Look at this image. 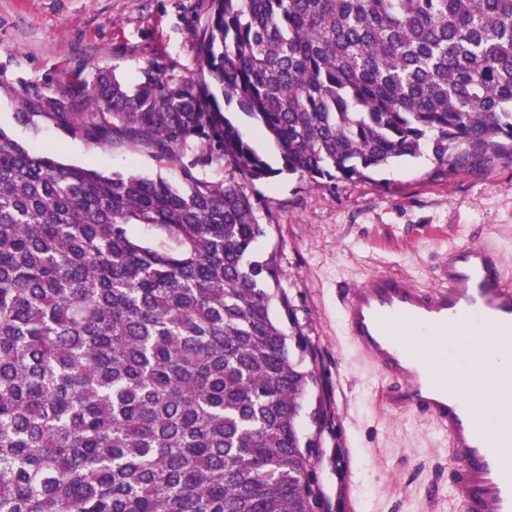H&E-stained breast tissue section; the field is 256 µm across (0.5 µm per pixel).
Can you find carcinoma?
<instances>
[{
	"label": "carcinoma",
	"instance_id": "1",
	"mask_svg": "<svg viewBox=\"0 0 512 512\" xmlns=\"http://www.w3.org/2000/svg\"><path fill=\"white\" fill-rule=\"evenodd\" d=\"M197 41L196 76L100 74L97 111L66 89L18 115L180 183L0 130V512H321L319 420L306 449L299 427L316 376L270 314L256 183H356L426 147L439 172L512 160V0H209ZM226 112H229L226 115L238 125L243 136L265 157L268 163L275 169L281 168L282 161L278 149L261 133L256 135L259 130L255 124L234 108L226 109Z\"/></svg>",
	"mask_w": 512,
	"mask_h": 512
}]
</instances>
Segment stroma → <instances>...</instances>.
Segmentation results:
<instances>
[{
    "label": "stroma",
    "mask_w": 512,
    "mask_h": 512,
    "mask_svg": "<svg viewBox=\"0 0 512 512\" xmlns=\"http://www.w3.org/2000/svg\"><path fill=\"white\" fill-rule=\"evenodd\" d=\"M207 10L208 0H0V129L71 164L156 172L137 145L90 142L18 115L63 88L79 93L101 72L131 82L152 64L196 74ZM228 116L279 171L256 185L257 216L271 230L254 255L274 256L282 273L272 316L314 349L318 384L302 404L322 406L329 421L312 458L327 512H458L445 433L427 415L379 402L387 379L347 332L346 292L381 273L434 290L452 246L493 248L512 272V161L441 174L423 155L362 182L314 183L282 173L275 145L242 113Z\"/></svg>",
    "instance_id": "stroma-1"
}]
</instances>
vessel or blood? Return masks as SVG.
<instances>
[{
	"mask_svg": "<svg viewBox=\"0 0 512 512\" xmlns=\"http://www.w3.org/2000/svg\"><path fill=\"white\" fill-rule=\"evenodd\" d=\"M346 323L358 347L390 378L382 403L417 410L448 436L460 512H512V429L477 417L473 368L481 353L454 334L486 328L493 360L512 362V279L484 246L449 249L441 283L423 292L389 274L351 289Z\"/></svg>",
	"mask_w": 512,
	"mask_h": 512,
	"instance_id": "b4317fda",
	"label": "vessel or blood"
}]
</instances>
